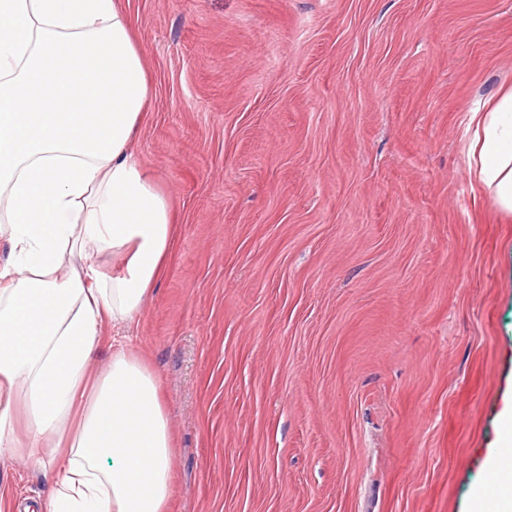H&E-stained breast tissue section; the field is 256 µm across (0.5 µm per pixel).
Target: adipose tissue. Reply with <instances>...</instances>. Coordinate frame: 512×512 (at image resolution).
<instances>
[{
    "instance_id": "adipose-tissue-1",
    "label": "adipose tissue",
    "mask_w": 512,
    "mask_h": 512,
    "mask_svg": "<svg viewBox=\"0 0 512 512\" xmlns=\"http://www.w3.org/2000/svg\"><path fill=\"white\" fill-rule=\"evenodd\" d=\"M149 98L119 0H0V453L50 482L47 512H168L159 379L123 346L94 361L172 246L171 205L134 149ZM467 128L471 178L512 214V87Z\"/></svg>"
}]
</instances>
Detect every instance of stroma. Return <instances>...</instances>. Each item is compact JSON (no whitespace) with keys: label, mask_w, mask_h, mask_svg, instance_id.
<instances>
[{"label":"stroma","mask_w":512,"mask_h":512,"mask_svg":"<svg viewBox=\"0 0 512 512\" xmlns=\"http://www.w3.org/2000/svg\"><path fill=\"white\" fill-rule=\"evenodd\" d=\"M173 244L136 325L169 512H470L512 404V216L468 175L512 0H121ZM46 503L25 461L0 491Z\"/></svg>","instance_id":"stroma-1"}]
</instances>
